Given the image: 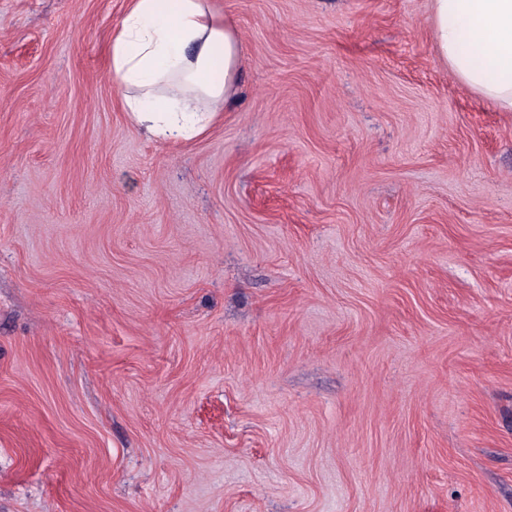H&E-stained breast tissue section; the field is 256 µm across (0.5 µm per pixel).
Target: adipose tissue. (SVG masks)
<instances>
[{
	"mask_svg": "<svg viewBox=\"0 0 512 512\" xmlns=\"http://www.w3.org/2000/svg\"><path fill=\"white\" fill-rule=\"evenodd\" d=\"M430 23L459 83L512 112V0H430ZM240 71L237 32L208 0H131L109 46L130 121L166 143L221 120Z\"/></svg>",
	"mask_w": 512,
	"mask_h": 512,
	"instance_id": "1",
	"label": "adipose tissue"
}]
</instances>
